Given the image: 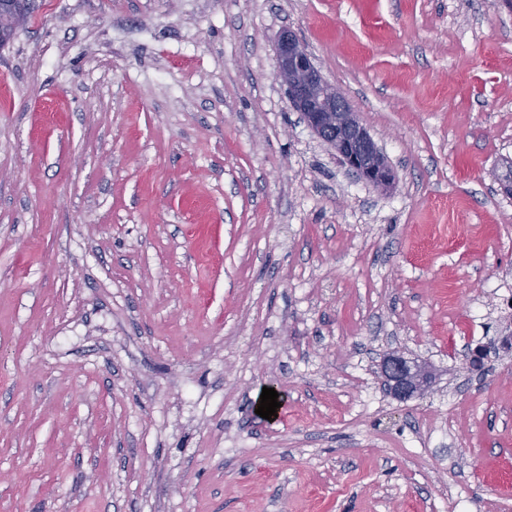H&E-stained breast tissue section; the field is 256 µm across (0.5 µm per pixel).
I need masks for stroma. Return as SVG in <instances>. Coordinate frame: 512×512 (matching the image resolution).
Returning <instances> with one entry per match:
<instances>
[{"instance_id":"obj_1","label":"stroma","mask_w":512,"mask_h":512,"mask_svg":"<svg viewBox=\"0 0 512 512\" xmlns=\"http://www.w3.org/2000/svg\"><path fill=\"white\" fill-rule=\"evenodd\" d=\"M284 28L389 191L290 107ZM510 159L512 0H34L0 47V512H512V353L463 357L512 319ZM381 373L390 393L399 400H409L430 387L432 372L414 359L388 353L381 361Z\"/></svg>"}]
</instances>
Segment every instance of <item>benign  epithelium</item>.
Returning a JSON list of instances; mask_svg holds the SVG:
<instances>
[{
	"label": "benign epithelium",
	"instance_id": "1",
	"mask_svg": "<svg viewBox=\"0 0 512 512\" xmlns=\"http://www.w3.org/2000/svg\"><path fill=\"white\" fill-rule=\"evenodd\" d=\"M25 0H0V44L27 20ZM276 77L285 86L288 102L301 113L310 130L336 152L349 171L376 191L385 190L395 180L367 129L351 110L346 96L331 86L301 45L297 35L282 30L276 39ZM512 351V336H491L468 352L474 370L483 368L492 354ZM381 373L390 393L409 400L430 387L428 367L398 353H388L381 361Z\"/></svg>",
	"mask_w": 512,
	"mask_h": 512
}]
</instances>
